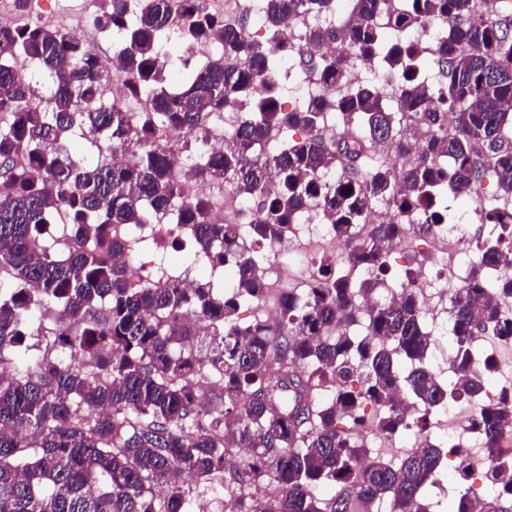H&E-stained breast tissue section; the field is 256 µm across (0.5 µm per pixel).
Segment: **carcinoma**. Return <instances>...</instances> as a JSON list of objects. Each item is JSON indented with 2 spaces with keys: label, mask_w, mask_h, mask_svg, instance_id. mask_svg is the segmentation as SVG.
<instances>
[{
  "label": "carcinoma",
  "mask_w": 512,
  "mask_h": 512,
  "mask_svg": "<svg viewBox=\"0 0 512 512\" xmlns=\"http://www.w3.org/2000/svg\"><path fill=\"white\" fill-rule=\"evenodd\" d=\"M202 2L139 0L131 21L127 0H106L95 17L120 37L112 66L126 94L144 101L138 112L102 101L106 74L83 38L38 23L0 27V112L10 117L0 127V176L10 184L0 193V512H187L185 474L235 489L238 512H353L357 502L430 512L424 491L437 484L443 450L429 416L460 399L490 457L491 498L467 488L459 512L512 508V457H498L512 438V398L486 401L470 372L483 334L512 342V209L481 211L492 229L449 299L450 383L429 369L432 335L414 289L364 303L378 286L414 278L410 266L388 281L386 257L405 236V216L421 217L424 235L444 222L437 193L472 198L494 179L512 198V0H349L347 17L335 0H266L261 23L235 25L203 13ZM300 14L328 18L304 39L339 53L301 54L288 37ZM174 19L194 47L224 43L176 88L159 49ZM428 27L441 31L435 79L414 43L388 37ZM19 56L39 66L42 91L18 78ZM358 58L397 76L394 97L368 83L284 108V72L336 88ZM224 110L238 114L236 128L223 150L201 153L196 138ZM331 118L340 132L326 137ZM408 126L423 130L415 155L399 167L374 156ZM76 128L93 135L97 160L68 155L62 138ZM162 128L192 135V178L219 179L252 202L247 228L214 223L212 200L172 180ZM131 141L134 158L112 163ZM318 195L349 245L348 272L327 261L318 282L284 297L277 326L240 323V305L265 293L262 258L242 236L273 244ZM378 202L398 221L359 231ZM171 208L197 261L236 259L233 291L210 280L131 284L115 261L128 246L141 250L129 227ZM61 209L76 239L66 253L47 237ZM365 269L369 278L352 277ZM191 310L207 326L196 349L185 346ZM323 383L335 390L318 401ZM396 389L409 404H393ZM365 403L379 431H416L425 446L393 461L352 441L367 426ZM229 448L247 450L232 470ZM327 484L335 493L324 500L315 489Z\"/></svg>",
  "instance_id": "obj_1"
}]
</instances>
